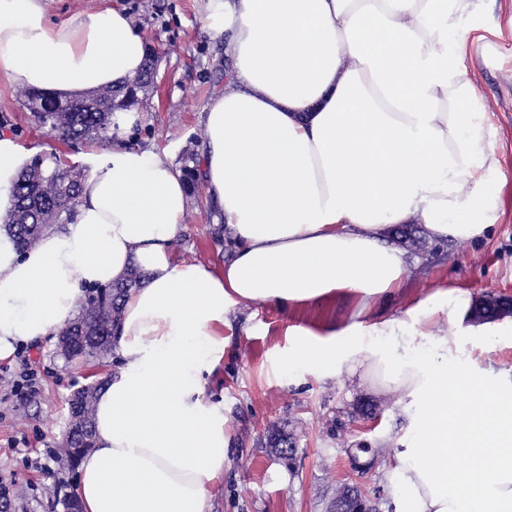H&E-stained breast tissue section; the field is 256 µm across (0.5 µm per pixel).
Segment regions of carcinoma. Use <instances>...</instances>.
<instances>
[{
  "label": "carcinoma",
  "mask_w": 512,
  "mask_h": 512,
  "mask_svg": "<svg viewBox=\"0 0 512 512\" xmlns=\"http://www.w3.org/2000/svg\"><path fill=\"white\" fill-rule=\"evenodd\" d=\"M158 60L155 46L148 48L145 68L122 87H104L88 94L93 110L82 109L78 102L48 93L24 89L20 91L24 106L40 125L68 139L106 141L119 131L118 114L142 112L147 108L154 87L149 81V70ZM201 158L188 151L180 158V170L187 182L189 195L197 196L200 187ZM82 176L62 169L55 157L35 155L29 164L16 175L13 185L14 208L6 216L3 229L20 251L35 247L48 229L73 221L75 206L81 192ZM145 272L137 265L127 276L104 287L92 288L79 297L77 317L57 334L76 337L73 346L60 356L67 362L77 358L97 359L107 355L112 346V336L122 319V300L132 289L141 285ZM512 301L488 294L475 312L487 320L509 314ZM268 448H291L293 436L275 429L265 436ZM92 444L82 446L74 442L60 445L61 460L74 466Z\"/></svg>",
  "instance_id": "carcinoma-1"
}]
</instances>
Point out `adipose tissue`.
Segmentation results:
<instances>
[{
  "instance_id": "ef3b65f1",
  "label": "adipose tissue",
  "mask_w": 512,
  "mask_h": 512,
  "mask_svg": "<svg viewBox=\"0 0 512 512\" xmlns=\"http://www.w3.org/2000/svg\"><path fill=\"white\" fill-rule=\"evenodd\" d=\"M49 2L0 0V79L70 97L143 69L147 40L125 7L57 22ZM481 2L204 0L233 62L205 109L201 163L229 232L223 266L173 259L182 174L121 145L92 156L72 223L22 253L0 230V360L72 321L87 289L134 265L147 274L125 298L96 396L81 512H211L229 437L204 377L234 316L339 293L356 299L357 321L300 338L286 365L399 394L409 428L385 471L394 512H512V370L453 356L479 333L470 293L439 287L406 317L370 313L410 270L393 225L468 242L499 220L498 127L465 64ZM28 160L0 134V217ZM395 336L415 355L397 354Z\"/></svg>"
}]
</instances>
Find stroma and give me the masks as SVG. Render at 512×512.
<instances>
[{
    "instance_id": "35a3bbf8",
    "label": "stroma",
    "mask_w": 512,
    "mask_h": 512,
    "mask_svg": "<svg viewBox=\"0 0 512 512\" xmlns=\"http://www.w3.org/2000/svg\"><path fill=\"white\" fill-rule=\"evenodd\" d=\"M126 7L148 41L160 49L163 79L146 112L126 140L130 146L168 162L203 148L204 108L224 84V35L204 24L200 0H112ZM473 24L478 35L467 65L499 129L496 143L505 179L498 188L500 218L489 239L439 242L437 249L409 250L410 273L384 303L386 314L404 316L435 287H458L474 299L494 294L512 299V11L503 0H486ZM9 131L24 152L54 154L66 166L87 171L95 143H77L50 134L34 121L15 88L0 84V131ZM214 217L189 202L187 231L172 248L178 260L222 264L224 254L208 234ZM354 301L339 295L319 305H292L279 311L256 305L239 313L237 334L224 351V365L208 376L206 388L224 402L232 433L224 482L212 492V512H325L345 480L378 496L390 512L382 474L390 445L407 431L396 393L342 372L318 379L302 369L283 371L281 359L298 334L318 326L348 325ZM56 337L18 347L0 360V485L22 487L12 512H64L62 500L74 490L78 472L55 450L63 439L69 399L79 386L101 378L107 359L65 366L56 355ZM482 356L497 369H512V322L485 323L480 336L466 337L457 356ZM34 373L35 392L19 395L13 382ZM294 432L292 465L263 446L268 427Z\"/></svg>"
}]
</instances>
